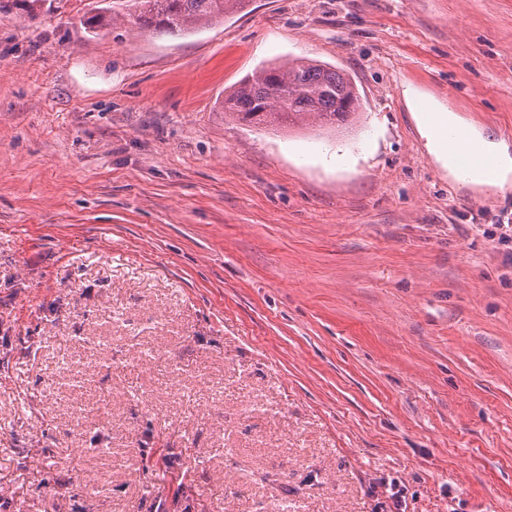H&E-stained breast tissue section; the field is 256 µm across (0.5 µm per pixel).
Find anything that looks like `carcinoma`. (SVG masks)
<instances>
[{
  "mask_svg": "<svg viewBox=\"0 0 512 512\" xmlns=\"http://www.w3.org/2000/svg\"><path fill=\"white\" fill-rule=\"evenodd\" d=\"M246 3L247 0H111L85 18L82 25L97 36L110 26L119 8L142 28L180 35ZM359 108V96L350 78L339 69L310 59H290L263 67L224 99V111L255 124L312 118L339 126Z\"/></svg>",
  "mask_w": 512,
  "mask_h": 512,
  "instance_id": "obj_1",
  "label": "carcinoma"
}]
</instances>
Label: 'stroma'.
Masks as SVG:
<instances>
[{"mask_svg":"<svg viewBox=\"0 0 512 512\" xmlns=\"http://www.w3.org/2000/svg\"><path fill=\"white\" fill-rule=\"evenodd\" d=\"M99 5L0 11V512H175L160 450L207 512H378L383 478L405 512H512V183L450 180L405 96L512 146V0L93 37ZM296 57L357 123L225 112Z\"/></svg>","mask_w":512,"mask_h":512,"instance_id":"1","label":"stroma"}]
</instances>
